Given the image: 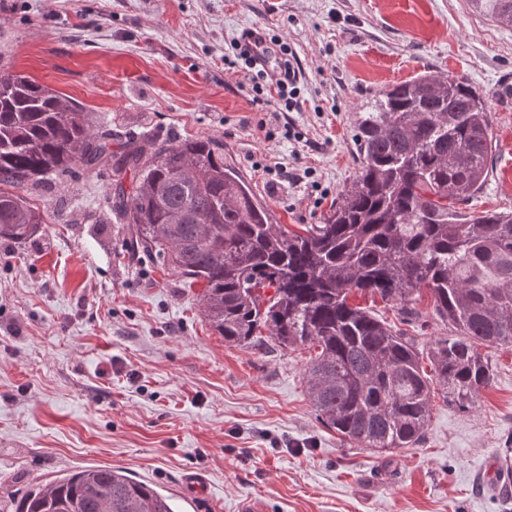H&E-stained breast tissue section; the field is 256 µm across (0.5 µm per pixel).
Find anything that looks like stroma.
Segmentation results:
<instances>
[{
	"label": "stroma",
	"mask_w": 512,
	"mask_h": 512,
	"mask_svg": "<svg viewBox=\"0 0 512 512\" xmlns=\"http://www.w3.org/2000/svg\"><path fill=\"white\" fill-rule=\"evenodd\" d=\"M269 28L304 87L293 112H259L224 56ZM80 102L98 130L175 142L213 138L276 223H320L358 170L353 134L378 91L450 73L488 97L496 144L470 203L512 211V28L465 0H0V69ZM278 163L289 180L273 185ZM111 167L73 166L23 195L48 222L0 238V491L21 497L70 471L112 466L180 512H512L490 465L512 439V349L481 346L492 384L468 412L434 394L421 442L380 455L317 418V351L225 344L186 288L129 246ZM352 303L402 326L431 370L449 330L432 313Z\"/></svg>",
	"instance_id": "obj_1"
}]
</instances>
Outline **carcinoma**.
Listing matches in <instances>:
<instances>
[{
  "mask_svg": "<svg viewBox=\"0 0 512 512\" xmlns=\"http://www.w3.org/2000/svg\"><path fill=\"white\" fill-rule=\"evenodd\" d=\"M512 27V0H466ZM484 96L453 75L419 74L381 90L355 130L359 169L320 224L274 222L211 138L127 139L112 149L84 108L48 86L0 70V238L25 240L46 223L21 191L77 164H111L129 193L115 207L130 247L186 287L224 342L311 344V402L343 442L412 448L429 419L432 380L413 339L350 303L378 295L416 322L421 291L451 331L432 349L445 400L468 411L493 379L477 346L512 347V213L469 207L495 153ZM273 289L266 297L264 291ZM13 512H177L171 497L110 466L32 487Z\"/></svg>",
  "mask_w": 512,
  "mask_h": 512,
  "instance_id": "1",
  "label": "carcinoma"
}]
</instances>
